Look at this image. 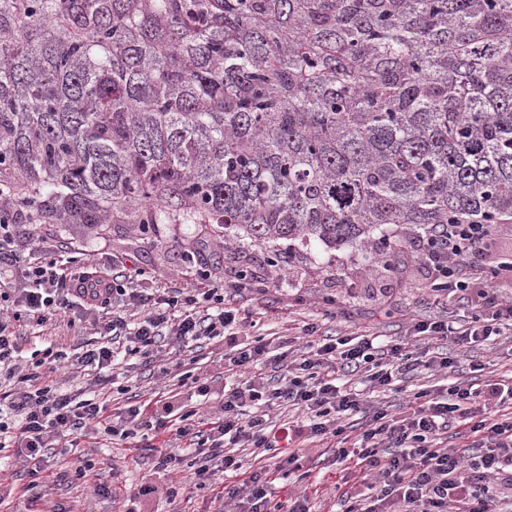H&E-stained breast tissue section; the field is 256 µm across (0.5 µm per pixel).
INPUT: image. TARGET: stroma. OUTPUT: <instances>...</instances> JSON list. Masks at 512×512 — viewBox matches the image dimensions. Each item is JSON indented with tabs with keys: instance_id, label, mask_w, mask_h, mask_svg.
<instances>
[{
	"instance_id": "stroma-1",
	"label": "stroma",
	"mask_w": 512,
	"mask_h": 512,
	"mask_svg": "<svg viewBox=\"0 0 512 512\" xmlns=\"http://www.w3.org/2000/svg\"><path fill=\"white\" fill-rule=\"evenodd\" d=\"M199 231L196 224H159L147 233L134 224H108L94 232L80 224H33L22 228L23 256L76 251L108 275L132 261L145 272L140 282L145 289L190 288L200 271H207L212 280L231 289L236 307L249 315L250 335L270 339L300 336L303 326L312 323L326 336L373 334L395 340L412 336L414 324L421 320L464 324L476 314L467 291L434 302L430 271L411 252L410 243L419 234L409 224L384 226L390 240L403 243L400 250L384 254L347 245L330 249L315 240L244 239L214 248L212 257L205 259L186 247ZM283 255L289 258L285 269L273 267V260ZM99 332L94 315L85 313L72 329L56 319L38 330L24 326L19 331L22 356L30 358L51 344L70 355L79 353L97 344ZM224 350L219 337L200 340L193 351L197 373L208 378L217 397L224 388ZM453 358L450 378L463 386L488 373L512 377V331L455 349ZM174 368V358L167 355L104 372L76 370L63 375L59 388L76 398L96 391L124 408L169 385L167 373ZM300 452L308 483L320 491L313 501L315 512H338V498L330 493L337 480L335 442L310 443ZM87 459L96 464L92 477L72 483L56 480V473L73 470ZM154 471L153 451L121 444L96 447L81 437L66 454L49 458L37 482L15 467L0 473V512H121L126 504L139 512L140 502L128 501L127 493ZM98 484L107 487V494L95 493Z\"/></svg>"
}]
</instances>
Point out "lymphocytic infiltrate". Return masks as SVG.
<instances>
[{"instance_id": "f902f5d3", "label": "lymphocytic infiltrate", "mask_w": 512, "mask_h": 512, "mask_svg": "<svg viewBox=\"0 0 512 512\" xmlns=\"http://www.w3.org/2000/svg\"><path fill=\"white\" fill-rule=\"evenodd\" d=\"M41 218L24 205L0 212V376L14 381L12 416L0 414V452L11 448L39 479L40 460L75 434L105 432L126 444L144 440L157 450L158 469L174 461L169 440L197 448L193 482L205 487L223 473V512H311L306 493H275L279 481L303 468L293 444L340 439L336 462L341 482L356 480L360 490L343 501V512H512V382L488 378L466 387L422 388L410 395L405 411L370 408L364 391L349 381L362 377L371 387H391L418 369L448 375L447 354L421 360L410 340L378 343L369 335L321 336L306 324L301 356L287 343L241 337L243 320L223 289L204 281L193 288L145 292L134 265L122 277H105L90 267H74L60 255L40 256L15 276L14 249L20 229ZM487 224H447L430 234L420 255L433 275L430 292L447 296L467 290L457 269L490 243ZM481 315L465 325L448 321L415 323L416 335L456 347L501 335L512 327V301L491 287L478 293ZM81 311L104 315L111 344L70 359L63 351L41 350L42 374L23 372L15 323L47 324L52 316ZM179 346L204 337H225L228 371L224 399L206 414L188 410L162 392L141 405L110 415L97 398L59 394L56 375L71 364L110 367L118 354L140 357L160 348L162 334ZM367 418L356 447H347V416ZM456 432L467 443L451 448L444 435ZM276 459L274 468L264 467Z\"/></svg>"}]
</instances>
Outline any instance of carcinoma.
<instances>
[{
    "label": "carcinoma",
    "instance_id": "cac0c4a2",
    "mask_svg": "<svg viewBox=\"0 0 512 512\" xmlns=\"http://www.w3.org/2000/svg\"><path fill=\"white\" fill-rule=\"evenodd\" d=\"M0 184L229 242L512 224V0H0Z\"/></svg>",
    "mask_w": 512,
    "mask_h": 512
}]
</instances>
